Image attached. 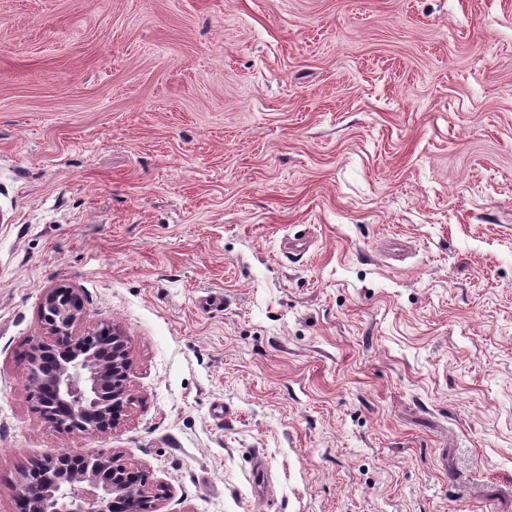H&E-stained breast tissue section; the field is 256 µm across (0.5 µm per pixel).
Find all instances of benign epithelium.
<instances>
[{"instance_id":"obj_1","label":"benign epithelium","mask_w":512,"mask_h":512,"mask_svg":"<svg viewBox=\"0 0 512 512\" xmlns=\"http://www.w3.org/2000/svg\"><path fill=\"white\" fill-rule=\"evenodd\" d=\"M84 304L71 288L47 289L39 308L44 335L30 340L28 386L33 410L65 434H104L123 420L131 401L133 360L127 337L106 327L99 348L77 334ZM170 493L113 454L63 451L30 461L17 492L20 512H158Z\"/></svg>"}]
</instances>
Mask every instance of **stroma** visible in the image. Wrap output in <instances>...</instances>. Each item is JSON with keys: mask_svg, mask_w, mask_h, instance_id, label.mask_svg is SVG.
Instances as JSON below:
<instances>
[{"mask_svg": "<svg viewBox=\"0 0 512 512\" xmlns=\"http://www.w3.org/2000/svg\"><path fill=\"white\" fill-rule=\"evenodd\" d=\"M57 285L111 433L32 409ZM67 450L159 512H512V0H0V512ZM84 304L71 288L47 289L39 308L45 336L30 340L28 386L33 410L65 434H104L123 420L131 401L128 376L133 360L127 336L106 326L109 342L99 348L91 337L77 334ZM58 367L49 377L40 374L43 359Z\"/></svg>", "mask_w": 512, "mask_h": 512, "instance_id": "1", "label": "stroma"}]
</instances>
